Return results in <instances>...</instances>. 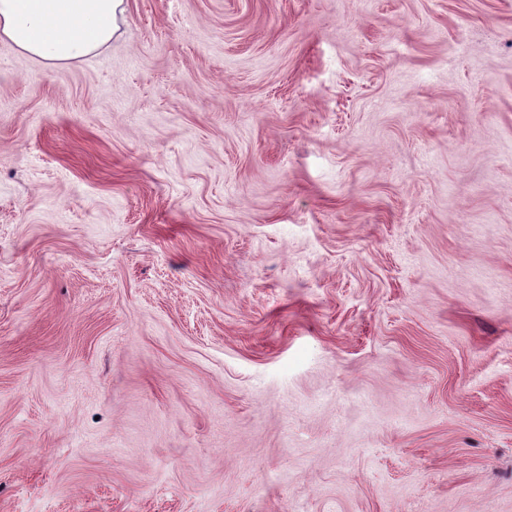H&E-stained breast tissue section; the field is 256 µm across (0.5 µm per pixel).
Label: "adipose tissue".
I'll return each mask as SVG.
<instances>
[{"instance_id":"obj_1","label":"adipose tissue","mask_w":512,"mask_h":512,"mask_svg":"<svg viewBox=\"0 0 512 512\" xmlns=\"http://www.w3.org/2000/svg\"><path fill=\"white\" fill-rule=\"evenodd\" d=\"M124 0H0V41L51 65L109 43Z\"/></svg>"}]
</instances>
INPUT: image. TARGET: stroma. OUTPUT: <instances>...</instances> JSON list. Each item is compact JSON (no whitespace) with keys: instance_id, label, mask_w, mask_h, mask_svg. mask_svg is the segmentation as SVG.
Masks as SVG:
<instances>
[{"instance_id":"35a3bbf8","label":"stroma","mask_w":512,"mask_h":512,"mask_svg":"<svg viewBox=\"0 0 512 512\" xmlns=\"http://www.w3.org/2000/svg\"><path fill=\"white\" fill-rule=\"evenodd\" d=\"M0 42V512H512V0H125ZM124 0H0V41L49 65L77 61L112 40Z\"/></svg>"}]
</instances>
